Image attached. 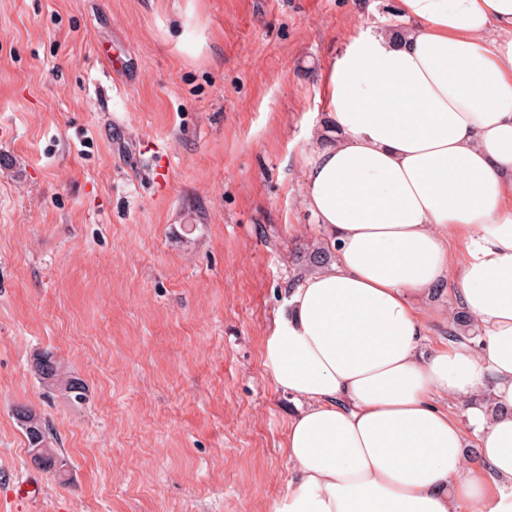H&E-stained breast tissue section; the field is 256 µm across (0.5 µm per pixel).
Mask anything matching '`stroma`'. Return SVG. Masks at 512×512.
<instances>
[{
	"label": "stroma",
	"mask_w": 512,
	"mask_h": 512,
	"mask_svg": "<svg viewBox=\"0 0 512 512\" xmlns=\"http://www.w3.org/2000/svg\"><path fill=\"white\" fill-rule=\"evenodd\" d=\"M400 22L398 0H0V512H269L285 493L296 405L263 350L324 238L302 203L324 76L356 31ZM416 302L427 347L447 343L451 284ZM46 349L85 404L45 394ZM19 403L69 482L32 463ZM27 476L38 501L13 500ZM18 408H24L28 411L31 423L28 425H22L18 422L16 413ZM14 416L17 420L19 426L24 431L28 442V452L31 454L33 448H42L40 453L46 455V459L51 461H56L58 449L55 448L54 443H56L54 437L50 433L47 428L45 422L42 421L41 417L30 407L25 404H18L14 408Z\"/></svg>",
	"instance_id": "stroma-1"
}]
</instances>
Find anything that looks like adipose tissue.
I'll use <instances>...</instances> for the list:
<instances>
[{
  "mask_svg": "<svg viewBox=\"0 0 512 512\" xmlns=\"http://www.w3.org/2000/svg\"><path fill=\"white\" fill-rule=\"evenodd\" d=\"M399 10L404 35L360 32L325 78L333 130L303 201L334 259L265 338L298 404L269 512H512V0ZM449 276L481 336L426 355L410 296ZM488 381L493 416L473 404Z\"/></svg>",
  "mask_w": 512,
  "mask_h": 512,
  "instance_id": "ef3b65f1",
  "label": "adipose tissue"
}]
</instances>
